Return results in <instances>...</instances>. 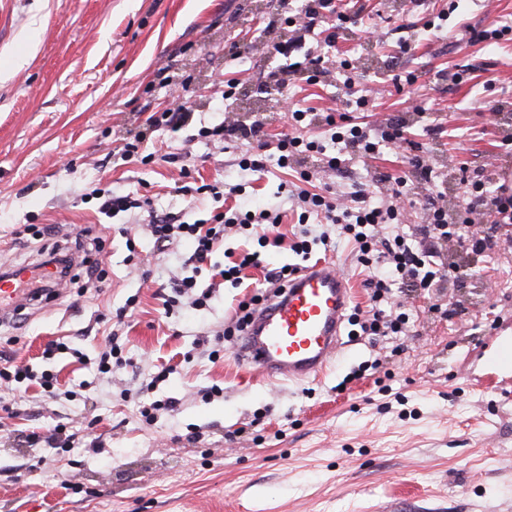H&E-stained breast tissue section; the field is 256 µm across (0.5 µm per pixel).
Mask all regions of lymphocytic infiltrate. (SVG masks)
Wrapping results in <instances>:
<instances>
[{
  "instance_id": "lymphocytic-infiltrate-1",
  "label": "lymphocytic infiltrate",
  "mask_w": 512,
  "mask_h": 512,
  "mask_svg": "<svg viewBox=\"0 0 512 512\" xmlns=\"http://www.w3.org/2000/svg\"><path fill=\"white\" fill-rule=\"evenodd\" d=\"M337 18L339 23H349L350 17L337 12L335 0H308L302 16L286 17L285 22L293 27L292 37L272 43L268 47L270 54L291 57L293 53H302L301 61L295 62L294 71L309 74L311 80L329 75V68L323 67L320 55L306 51V38L316 25ZM200 136L234 144L246 139L253 141L251 151L245 152L238 160L241 171L261 172L266 167L264 155L269 145L262 124L255 123L250 128L235 124H219L203 128ZM331 139L340 144L343 151L359 159H368L378 153L380 146H401L405 143L404 125L394 122L382 130L379 139L372 137L357 125L343 126L334 130ZM276 164L285 169L294 159L303 157L325 159L329 167H336L337 157L328 155L326 146L316 140L301 136L282 135L276 145ZM313 178L311 170L299 173L301 184L291 194L294 206L300 207L298 216L300 229L294 235L291 250L302 258H309L314 244H328V232L313 234L308 228L309 218H317L323 224H336L342 234L354 243L360 263L369 270L367 286L371 289V310L368 317L351 313L350 326L356 327L361 336H404L409 331L408 313L388 312L387 307L394 289L431 288L445 280L449 269L437 263L436 258L443 243L463 242L473 250L482 251L497 247L499 243L512 242V189L506 186L490 188L488 181L476 179L466 185L462 204L456 222H449L448 214L439 206L435 198H428L425 209L426 223L417 225L414 233L397 231V224L406 217L405 203L409 196L408 179L396 177L390 194L378 202L371 201L365 191L358 190L349 194L346 202H338L331 191L311 189ZM491 212L492 224L486 227L475 226L474 215ZM147 226L149 236L155 247L160 250L170 248L181 241L191 242L193 252L188 262L192 274L174 279L172 294L165 299V313H173L181 303H189L195 309L208 307L212 291L199 288L196 274L210 265L215 248L224 240L228 230L256 237L258 250L240 255L239 259L221 268H215V276H228L231 285L242 283V272L248 267H260L259 251L267 246L278 247L283 242L282 235L276 229L281 222L280 215L263 209L253 213L235 210L231 213L218 212L209 219L192 223L175 221L168 213L150 212ZM391 225L387 235H380L379 225Z\"/></svg>"
}]
</instances>
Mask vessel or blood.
<instances>
[{
	"label": "vessel or blood",
	"instance_id": "vessel-or-blood-1",
	"mask_svg": "<svg viewBox=\"0 0 512 512\" xmlns=\"http://www.w3.org/2000/svg\"><path fill=\"white\" fill-rule=\"evenodd\" d=\"M352 302L334 263L304 268L256 308L235 347L239 362L268 377L300 382L322 374L342 344Z\"/></svg>",
	"mask_w": 512,
	"mask_h": 512
}]
</instances>
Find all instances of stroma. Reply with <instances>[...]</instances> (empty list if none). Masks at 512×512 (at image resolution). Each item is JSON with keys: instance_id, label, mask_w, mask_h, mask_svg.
<instances>
[{"instance_id": "35a3bbf8", "label": "stroma", "mask_w": 512, "mask_h": 512, "mask_svg": "<svg viewBox=\"0 0 512 512\" xmlns=\"http://www.w3.org/2000/svg\"><path fill=\"white\" fill-rule=\"evenodd\" d=\"M305 5L0 0V266L34 265L84 228L102 238L106 270L101 287L87 292L84 268L73 267L67 284L0 323V351L56 374L61 389L92 383L87 398L49 404L36 387L23 399L0 392L15 411L0 418V512H512V359H500L512 351V250L475 256L444 244L439 258L454 267L452 277L432 292L399 296L410 335L348 338L322 375L288 383L242 367L224 330L239 303L265 289L267 270L300 256L228 235L213 262L258 249L263 266L246 268L241 287L217 288L209 308L168 317L161 286L180 274L189 244L156 253L141 229L147 213L108 218L89 196L109 188L191 222L240 202L197 195V186L241 184L280 208L279 231L291 236L295 173L271 162L254 178L238 167V150L197 132L225 121L261 122L272 141L287 131L281 94L264 81L287 60L267 46L284 35L286 13ZM338 8L357 20L336 42V68L315 85L294 77L296 102L316 114L309 136L328 139L326 113L371 129L400 118L413 146L342 162L321 181L342 195L360 188L377 195L420 155L453 216L464 177L484 169L512 179V33L478 43L462 34L467 24L512 21V0H340ZM403 41L411 52H400ZM19 56L24 66L9 72ZM162 68L195 90L192 122L176 133L147 129V118L173 100ZM231 78L238 94L225 101ZM347 79L367 96L364 109L342 104ZM143 132L150 163L122 161L119 150ZM132 253L150 265L149 280L128 263ZM313 255L342 270L354 305L367 310L368 270L352 244L339 237ZM122 306L128 313L119 324ZM112 331L132 363L114 368L111 380L95 379L71 355H42L48 341L65 336L96 358ZM201 336L223 343V358L210 360L196 345ZM164 367L166 380L137 396ZM357 369L362 378L349 380ZM214 385L221 395L206 396ZM158 399L176 408L146 423L142 408ZM65 420L101 450L28 441ZM43 457L67 472V484L40 465Z\"/></svg>"}]
</instances>
